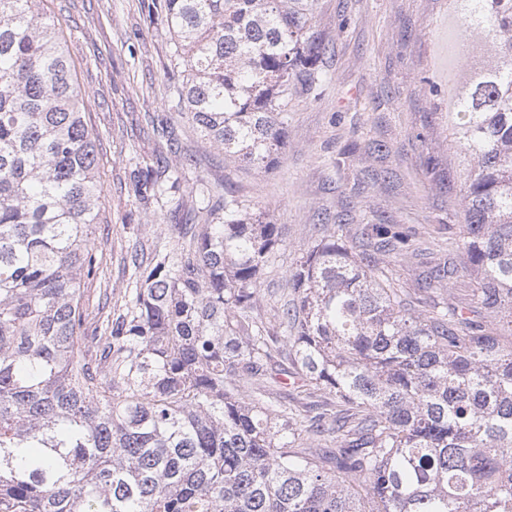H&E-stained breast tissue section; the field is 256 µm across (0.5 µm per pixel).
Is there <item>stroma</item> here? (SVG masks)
Returning <instances> with one entry per match:
<instances>
[{
  "label": "stroma",
  "mask_w": 512,
  "mask_h": 512,
  "mask_svg": "<svg viewBox=\"0 0 512 512\" xmlns=\"http://www.w3.org/2000/svg\"><path fill=\"white\" fill-rule=\"evenodd\" d=\"M47 4L67 39L98 149V265L83 285L89 312L105 292L114 305L124 303L132 269L123 257L137 233L169 249L177 242L170 202L146 211L134 197L132 171L160 157L178 166L193 154L196 164L181 169L176 190L186 207L204 181L278 225L279 248L261 276L267 313L311 245L315 224L343 223L350 238L364 224L405 234L409 250L383 259L399 288L416 287L426 266L459 250L460 178L454 168L428 165L432 157L444 161L448 144L430 125L438 100L424 84L428 77L447 83L449 66L466 65L448 56V0H317L314 25L325 45L317 82L289 96L287 145L270 171L225 159L177 116L174 45L161 23L149 21L142 0ZM166 121L170 139L156 130Z\"/></svg>",
  "instance_id": "obj_1"
}]
</instances>
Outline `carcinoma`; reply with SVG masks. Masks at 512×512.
<instances>
[{
	"instance_id": "1",
	"label": "carcinoma",
	"mask_w": 512,
	"mask_h": 512,
	"mask_svg": "<svg viewBox=\"0 0 512 512\" xmlns=\"http://www.w3.org/2000/svg\"><path fill=\"white\" fill-rule=\"evenodd\" d=\"M316 0H150L175 47L180 118L224 157L272 168L288 95L312 87ZM467 67L440 113L461 178L460 265L422 276L425 310L316 224L274 321L275 224L233 195L129 254L126 312L89 330L96 141L44 0H0V512H512V0H448ZM138 176L149 209L176 188ZM465 272L467 303L441 298ZM291 361L296 396L276 389ZM330 439L334 448H320Z\"/></svg>"
}]
</instances>
